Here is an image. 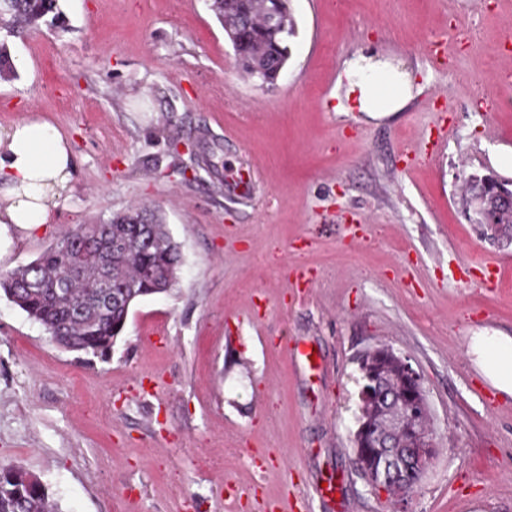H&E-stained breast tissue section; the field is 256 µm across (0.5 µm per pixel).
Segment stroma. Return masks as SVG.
<instances>
[{"instance_id": "stroma-1", "label": "stroma", "mask_w": 512, "mask_h": 512, "mask_svg": "<svg viewBox=\"0 0 512 512\" xmlns=\"http://www.w3.org/2000/svg\"><path fill=\"white\" fill-rule=\"evenodd\" d=\"M59 5L66 30L7 40L24 65L0 81V126L53 124L72 179L0 271L135 204L183 264L103 356L60 347L0 292V464L59 512H251L240 486L279 512H392L352 443L359 360L388 346L420 373L438 442L407 512H512V397L468 353L475 332L512 336V268L476 285L512 243L470 222L460 191L470 174L512 183V0H290L288 63L264 90L204 0ZM453 17L474 30L463 82L421 53ZM370 51L413 81L380 119L337 109L344 62ZM477 89L505 107L480 111ZM443 94L447 139L412 156Z\"/></svg>"}]
</instances>
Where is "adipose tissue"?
<instances>
[{
  "label": "adipose tissue",
  "instance_id": "1",
  "mask_svg": "<svg viewBox=\"0 0 512 512\" xmlns=\"http://www.w3.org/2000/svg\"><path fill=\"white\" fill-rule=\"evenodd\" d=\"M342 78L357 110L372 118L399 111L411 96L404 74L370 55L349 60ZM71 177L69 143L51 123L24 118L0 128V254L15 235L50 223ZM468 353L495 389L512 396V336L477 333Z\"/></svg>",
  "mask_w": 512,
  "mask_h": 512
}]
</instances>
